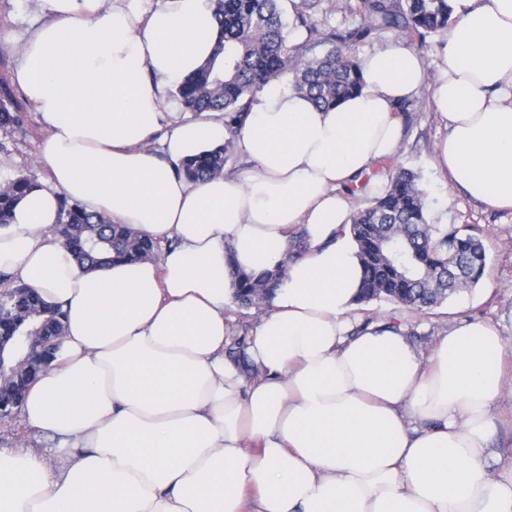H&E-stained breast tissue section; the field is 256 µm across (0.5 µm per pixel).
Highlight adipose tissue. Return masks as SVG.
<instances>
[{
  "mask_svg": "<svg viewBox=\"0 0 512 512\" xmlns=\"http://www.w3.org/2000/svg\"><path fill=\"white\" fill-rule=\"evenodd\" d=\"M14 81L46 128L47 179L0 227V273L61 305L25 423L55 441L0 451V512H512L490 468L506 342L465 322L421 357L397 330L352 332L360 265L343 186L396 154V106L423 84L448 133L437 166L512 210V0H453L440 75L392 43L324 111L279 77L237 136L169 93L212 55V0H35ZM234 138L254 162L204 182L189 156ZM69 200L163 245L159 260L80 268L54 235ZM308 250L289 259L293 229ZM286 266L252 331L259 375L224 348L229 267Z\"/></svg>",
  "mask_w": 512,
  "mask_h": 512,
  "instance_id": "ef3b65f1",
  "label": "adipose tissue"
}]
</instances>
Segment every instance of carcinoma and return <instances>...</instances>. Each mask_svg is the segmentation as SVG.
<instances>
[{
	"label": "carcinoma",
	"instance_id": "1",
	"mask_svg": "<svg viewBox=\"0 0 512 512\" xmlns=\"http://www.w3.org/2000/svg\"><path fill=\"white\" fill-rule=\"evenodd\" d=\"M287 2L298 26L307 30V36L295 42L288 39ZM313 7L312 0H214L213 20L219 25L214 57L178 88L184 109L222 112L234 133L251 112L256 94L286 72L291 73L292 87L317 108H336L363 87L360 63L350 44L379 30L407 36L444 33L453 15L452 0H360L358 25L315 39L303 13ZM233 148V141L227 140L216 151L187 159L184 174L203 182L224 172ZM388 181L386 189L341 228L357 247L361 272L357 303L386 300L427 312L475 288L488 263L482 240L454 224L429 223L414 172L396 168ZM34 186V181L18 174L0 188V226L9 223L18 200ZM54 233L63 237L77 263L89 269L114 261H142L157 248L125 225L66 199ZM232 275L235 302L244 308L263 307L282 285L285 268ZM64 319L62 309L46 304L34 289L0 278V336H20L35 327L44 337L34 357L12 364L13 383L0 389L5 414L21 407L29 383L54 360ZM246 349L244 336L229 348V355L245 368L249 367Z\"/></svg>",
	"mask_w": 512,
	"mask_h": 512
}]
</instances>
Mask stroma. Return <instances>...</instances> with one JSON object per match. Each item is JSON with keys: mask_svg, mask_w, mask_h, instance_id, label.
I'll return each mask as SVG.
<instances>
[{"mask_svg": "<svg viewBox=\"0 0 512 512\" xmlns=\"http://www.w3.org/2000/svg\"><path fill=\"white\" fill-rule=\"evenodd\" d=\"M34 20L29 0H0V84L10 86V96L0 95V104L10 111L22 113L24 128L7 136L0 133V161L8 175L24 173L37 179L45 170L39 161V146L46 136L32 106L13 83L16 45ZM417 51L429 73H437L443 36L403 37L396 31H377L365 41L352 45L355 56L385 46L393 40ZM429 86H422L407 117L402 120V140L393 166L418 172L420 187L430 223L449 222L470 227L480 236L488 250V270L481 283L441 307L422 313L392 302H373L357 307L355 328L364 323L382 325L388 322L399 326L408 336L411 346L422 355H430L439 337L464 321L486 322L497 328L501 336L512 340V211L497 210L454 188L447 174L434 165V148L447 129L434 112ZM492 444L495 455L492 468L512 464V391L505 392L496 410Z\"/></svg>", "mask_w": 512, "mask_h": 512, "instance_id": "1", "label": "stroma"}]
</instances>
